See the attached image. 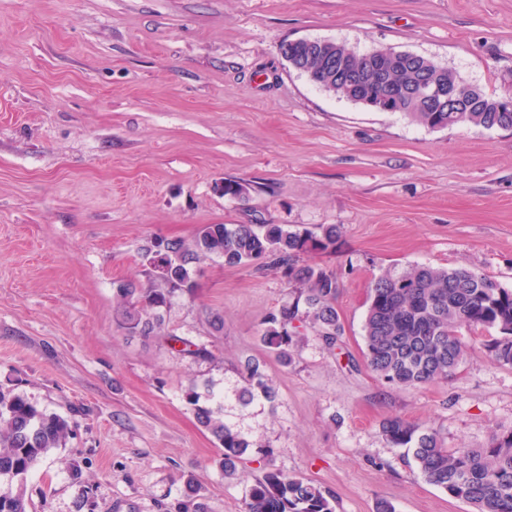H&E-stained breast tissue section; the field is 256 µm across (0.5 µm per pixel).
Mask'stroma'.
I'll return each mask as SVG.
<instances>
[{
  "instance_id": "obj_1",
  "label": "stroma",
  "mask_w": 512,
  "mask_h": 512,
  "mask_svg": "<svg viewBox=\"0 0 512 512\" xmlns=\"http://www.w3.org/2000/svg\"><path fill=\"white\" fill-rule=\"evenodd\" d=\"M298 38L406 50L512 90V0H0V389L76 424L28 474L31 512H164L189 477L208 512H242L269 468L331 488L336 512H469L380 425L485 446L512 429V368L468 331L452 378L393 387L366 363L363 324L386 271L465 267L512 289V129L431 130L338 98L282 56ZM228 179L247 195L226 196ZM204 224L341 225L315 257L338 281L335 347L305 324L283 364L261 336L285 278L220 258L164 326L215 362L127 335L116 289L150 287L143 248ZM249 360L273 399L238 401ZM207 380L225 421L271 450L246 458L244 482L224 478L184 400Z\"/></svg>"
}]
</instances>
